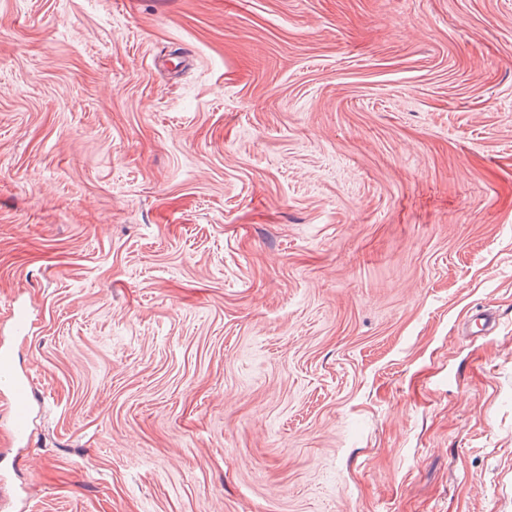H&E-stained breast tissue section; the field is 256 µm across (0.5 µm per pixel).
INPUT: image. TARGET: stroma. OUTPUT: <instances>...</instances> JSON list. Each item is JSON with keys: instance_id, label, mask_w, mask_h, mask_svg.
Segmentation results:
<instances>
[{"instance_id": "1", "label": "stroma", "mask_w": 512, "mask_h": 512, "mask_svg": "<svg viewBox=\"0 0 512 512\" xmlns=\"http://www.w3.org/2000/svg\"><path fill=\"white\" fill-rule=\"evenodd\" d=\"M0 350V512H512V0H0ZM0 383L10 394V407L13 433L19 442H26L30 438V421L32 415V390L28 375H16L6 354L1 356Z\"/></svg>"}]
</instances>
